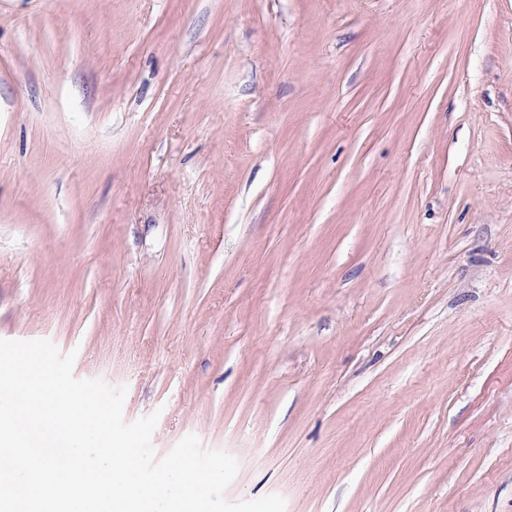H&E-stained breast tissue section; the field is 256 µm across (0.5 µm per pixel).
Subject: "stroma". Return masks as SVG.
Returning a JSON list of instances; mask_svg holds the SVG:
<instances>
[{
	"label": "stroma",
	"mask_w": 512,
	"mask_h": 512,
	"mask_svg": "<svg viewBox=\"0 0 512 512\" xmlns=\"http://www.w3.org/2000/svg\"><path fill=\"white\" fill-rule=\"evenodd\" d=\"M0 338L286 512H512V0H0Z\"/></svg>",
	"instance_id": "obj_1"
}]
</instances>
